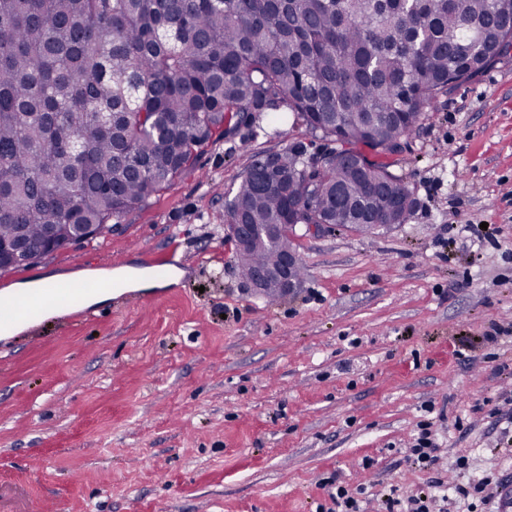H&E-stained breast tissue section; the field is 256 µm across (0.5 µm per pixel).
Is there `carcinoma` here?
<instances>
[{
    "label": "carcinoma",
    "mask_w": 512,
    "mask_h": 512,
    "mask_svg": "<svg viewBox=\"0 0 512 512\" xmlns=\"http://www.w3.org/2000/svg\"><path fill=\"white\" fill-rule=\"evenodd\" d=\"M511 47L500 0H0V249L100 238L215 135L287 112L336 148L254 155L224 223L282 228L242 275L300 224L388 231L412 191L357 146L395 151Z\"/></svg>",
    "instance_id": "carcinoma-1"
}]
</instances>
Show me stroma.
<instances>
[{
	"label": "stroma",
	"mask_w": 512,
	"mask_h": 512,
	"mask_svg": "<svg viewBox=\"0 0 512 512\" xmlns=\"http://www.w3.org/2000/svg\"><path fill=\"white\" fill-rule=\"evenodd\" d=\"M331 141L292 120L213 137L105 237L0 271H148L0 340V512H329L336 477L407 498L426 405L459 480L512 486V53L438 99L397 151L361 152L415 208L381 234L300 232L301 285L240 274L224 200L258 152ZM175 249V267L148 255ZM495 341H488V334Z\"/></svg>",
	"instance_id": "1"
}]
</instances>
